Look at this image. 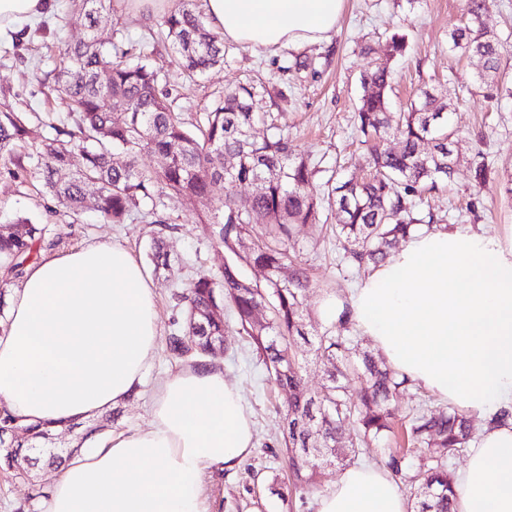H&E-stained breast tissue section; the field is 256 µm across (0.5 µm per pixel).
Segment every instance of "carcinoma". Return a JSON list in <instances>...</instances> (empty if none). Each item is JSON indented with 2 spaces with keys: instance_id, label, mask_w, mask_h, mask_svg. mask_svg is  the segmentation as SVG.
I'll return each mask as SVG.
<instances>
[{
  "instance_id": "1",
  "label": "carcinoma",
  "mask_w": 512,
  "mask_h": 512,
  "mask_svg": "<svg viewBox=\"0 0 512 512\" xmlns=\"http://www.w3.org/2000/svg\"><path fill=\"white\" fill-rule=\"evenodd\" d=\"M112 0H68L69 21L83 25V40L64 49L46 72L55 92L69 109L74 128L54 123L56 136L38 155V174L47 191L66 209L78 213L93 208L119 224L141 204L167 198L174 202L210 195L218 185L206 232L224 250V267L213 276L192 281L177 299L186 305V321L166 339L170 355L207 356L211 344L224 337V304L233 310L238 333L263 357L276 385L288 393L286 428L280 445L288 462L293 489L317 482L322 463L352 462L358 449L370 447L393 432L395 401L412 386L383 360L359 350L349 336L351 323L340 318L328 324L305 317L310 278L291 253L299 228L316 225L321 198L314 188L318 164L299 153L288 135L275 124L257 140L253 125L265 115L253 111L254 87L239 84L208 113L207 123L192 132L167 98L158 93L159 73L148 58H127L118 44L96 34ZM491 0H464L466 17L450 33L451 49L476 58L478 81L486 88L499 84L504 45L485 27ZM161 29L171 41L180 65L191 79L224 62V39L189 8L166 14ZM406 35L395 32L383 54L360 78L364 94L355 115L370 174L364 179L336 177L329 205L335 207L332 233L342 250L340 262L357 272L377 267L391 255L416 224L442 221L423 209L424 196L445 189L455 168L466 160L474 183L481 185L496 173L485 154L464 158L462 133L449 121L448 94L424 88L403 112L390 111L391 62L405 54ZM28 117L0 103V159L20 170L23 158L14 152L16 140L27 132ZM395 139L399 149L387 146ZM150 152L158 166L142 169L138 155ZM221 152L231 169L210 166ZM79 153L84 165L69 180L56 181L55 171ZM125 164L115 166L112 156ZM254 187L250 203L238 204L235 188ZM264 232L254 233V226ZM45 229L23 218L0 231V261L26 266L38 258ZM266 271L258 284L246 269ZM266 309L259 318V307ZM311 346L314 361L324 366L326 383L309 391L303 367L292 350L296 339ZM361 381L353 394L349 379ZM403 446L388 454L384 465L405 483L415 499V512H453L452 474L448 464L470 447L476 430L467 415L453 409L412 406L401 424ZM419 459L412 468L411 458Z\"/></svg>"
}]
</instances>
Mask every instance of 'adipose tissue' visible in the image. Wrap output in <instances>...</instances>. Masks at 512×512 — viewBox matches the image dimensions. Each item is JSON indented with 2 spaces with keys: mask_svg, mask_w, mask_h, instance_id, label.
Instances as JSON below:
<instances>
[{
  "mask_svg": "<svg viewBox=\"0 0 512 512\" xmlns=\"http://www.w3.org/2000/svg\"><path fill=\"white\" fill-rule=\"evenodd\" d=\"M225 42L274 52L330 40L345 0H204ZM0 407L19 424L90 426L139 391L158 348L156 288L125 247L90 243L30 266L5 291ZM351 323L393 368L482 419L455 479L456 512H512V233L411 229L348 300ZM145 430L95 437L55 472L40 512H210L204 486L254 447L239 386L212 365L161 381ZM390 473L345 469L316 512H408Z\"/></svg>",
  "mask_w": 512,
  "mask_h": 512,
  "instance_id": "ef3b65f1",
  "label": "adipose tissue"
}]
</instances>
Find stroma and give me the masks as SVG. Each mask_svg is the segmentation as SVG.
I'll use <instances>...</instances> for the list:
<instances>
[{
  "instance_id": "1",
  "label": "stroma",
  "mask_w": 512,
  "mask_h": 512,
  "mask_svg": "<svg viewBox=\"0 0 512 512\" xmlns=\"http://www.w3.org/2000/svg\"><path fill=\"white\" fill-rule=\"evenodd\" d=\"M67 0H52L50 14L36 22L19 24L17 31L0 34V91L9 90V102L29 117L26 138L15 145L20 154H37L53 134L47 125L48 113L62 114L66 106L41 85L38 77L53 66L52 56L82 40L83 27L62 25L57 16ZM462 0H345L336 31L330 40L299 48L254 53L239 46L224 47V63L188 82L178 66L175 53L159 34V22H146L113 13L103 19L98 36L137 51L142 41L152 48L150 61L160 70V90L183 113L190 127L205 125L227 86L251 83L257 89L256 109L275 118L298 150L321 171L317 187H324L335 173L363 177L354 112L362 94L360 74L367 68L369 54L380 51L386 37L399 23H406L409 48L394 63V108L414 98L421 87L451 88L458 102L451 115L453 123L469 131L462 152L483 151L498 170L512 171V97L497 100L471 93L476 60L451 51L449 34L460 25ZM313 59V68L294 70L296 56ZM431 209L444 211L451 228L473 227L489 235L512 231V196L505 191L503 178L482 188L472 187L467 166H458L447 192L429 196ZM213 208L211 198H196L181 205L168 203L156 216L135 213L124 223L104 222L93 210L78 215L65 213L42 191L30 173L15 170L0 161V225L16 217L47 226V238L54 247L48 256H59L91 242L112 241L125 246L143 264L155 284L158 320L162 335H169L184 315L173 294L191 279L218 272L224 253L209 239L203 222ZM174 224L164 237L169 269H155L149 259L156 235V219ZM336 243L325 238L319 228H302L295 244L297 261L308 268L314 281L308 294L307 312L317 319L318 304L324 296L348 298L361 281L360 275L337 266ZM208 364L223 368L226 378L237 382L248 402L255 423L251 454L235 469L216 472L205 494L210 512H315L316 497L328 490L342 471L333 465L323 470L316 486L280 497L276 490L288 478V469L275 441L282 434L286 394L269 377L235 327H228L221 351L207 356ZM182 365L165 347H158L147 370L140 395L112 407L106 428L118 434L131 428H148L147 407L157 381ZM55 469L48 460L30 468L25 479L0 469V512H39V500L31 499L35 488L50 491Z\"/></svg>"
}]
</instances>
